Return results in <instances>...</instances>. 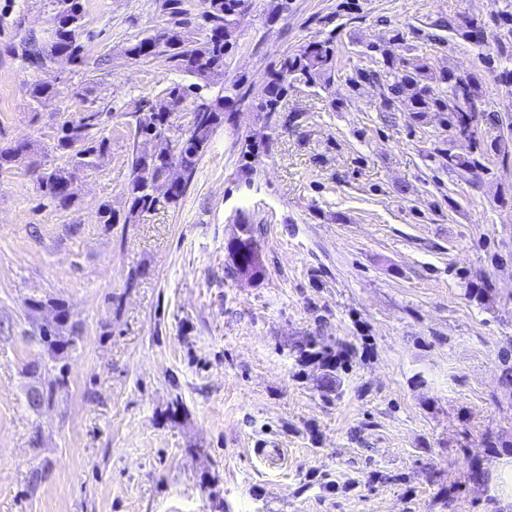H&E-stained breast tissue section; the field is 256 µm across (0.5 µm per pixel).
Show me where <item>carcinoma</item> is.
<instances>
[{"label": "carcinoma", "instance_id": "1", "mask_svg": "<svg viewBox=\"0 0 512 512\" xmlns=\"http://www.w3.org/2000/svg\"><path fill=\"white\" fill-rule=\"evenodd\" d=\"M498 5L495 19L499 33L493 40L501 49L512 46V0H494ZM169 22L178 28L186 24L182 0H165ZM250 7V0H203V11L199 15V27L205 31L203 41H193L181 34L174 41L161 40L156 35L147 36L127 49L134 58L155 54L157 48H168L172 66L179 72L195 78L189 85L174 83L163 90L160 99L151 102L141 112L133 115L135 138L150 136L155 139L152 153L144 155L133 152L130 177L126 186L128 207L120 216L106 208L102 211L103 223L140 224L147 215L162 205L177 206L186 193L189 181L209 148L215 131L233 120L236 98L219 90L214 96L202 97L200 109L193 112L191 124L186 129L175 125L172 101L200 91L205 87L224 85L226 57L236 47L237 31L242 17ZM57 12L71 18V25L53 24V42L50 54H65L71 61L81 59L82 45L77 36L83 27L82 0H57ZM461 35L484 40L485 23L479 18L466 20ZM369 55L383 61L384 70L355 71L348 78L353 91L361 88L362 82L372 79L388 80L387 88L392 99L408 104L412 118L420 120L428 112H441L444 121L455 134L477 143L479 135L478 115L474 101L481 94L478 77H458L453 72L439 75L431 72L427 63L414 65L413 70H402L395 64L393 52L385 44L368 47ZM336 35L312 41L280 61L279 67L270 72L265 99L257 105L263 119L270 120L279 111L282 98L288 93V77L296 74L310 86L329 84L335 72ZM446 85L441 89L440 85ZM57 93L50 84L34 83L29 87L31 101L39 103ZM103 113L91 112L64 120L60 125L56 149L69 157V163L94 168L101 163L106 153V139L102 135ZM32 151V144L20 141L8 146L0 145V169L8 167ZM242 168L253 169L261 163L260 147L250 141L241 147ZM479 164L475 158L448 154V170L466 171ZM39 189L43 196L56 205L67 208L74 202L69 168H54L39 178ZM228 254L233 269L240 272L247 268L256 278L263 275V264L258 239L251 224L241 225L237 242L230 243ZM53 322L38 326L41 341L57 356H62L72 346L73 338L65 335L68 313L61 303L54 304Z\"/></svg>", "mask_w": 512, "mask_h": 512}]
</instances>
